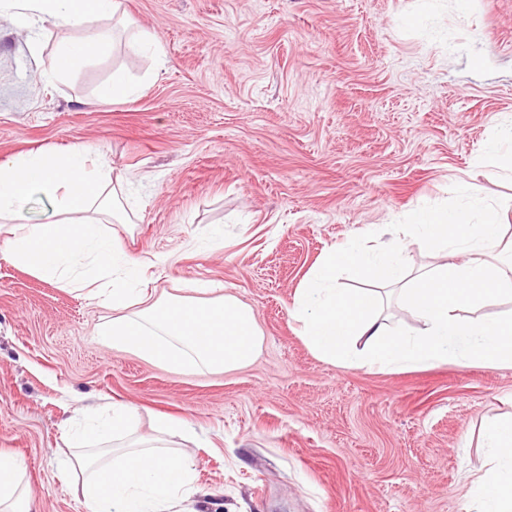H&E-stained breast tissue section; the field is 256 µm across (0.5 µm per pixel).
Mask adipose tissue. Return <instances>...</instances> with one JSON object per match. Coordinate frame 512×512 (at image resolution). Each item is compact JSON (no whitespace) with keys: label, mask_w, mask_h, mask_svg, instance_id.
I'll use <instances>...</instances> for the list:
<instances>
[{"label":"adipose tissue","mask_w":512,"mask_h":512,"mask_svg":"<svg viewBox=\"0 0 512 512\" xmlns=\"http://www.w3.org/2000/svg\"><path fill=\"white\" fill-rule=\"evenodd\" d=\"M16 25L32 43L47 21L116 15L120 0H22ZM110 32L65 44L55 76L76 63L107 53ZM467 204L418 210L409 224L374 253L350 240L329 251L298 288L293 316L307 345L322 359L377 370L479 362L512 366V317L458 319L461 309H478L500 296L512 297V238L503 215L483 204L476 187L464 188ZM51 199L62 221L15 224L4 243L9 260L34 275L99 300L114 312L102 335L112 345L169 366L233 371L248 364L262 343L250 306L219 283L205 287L206 299L152 298L142 286L147 259L128 254L111 234L113 224L134 223L137 214L124 196V179L105 157L89 159L82 147L66 156L42 151L0 160V218L18 214L34 195ZM436 247L440 260L407 275L398 258L407 245ZM370 273L375 288L337 287V271ZM395 287L416 326L399 330L382 316V286ZM131 405L112 407L109 425H90L76 437L66 465L79 478L87 512H186L203 498L195 462L173 451L186 426L162 421L156 436L137 437ZM491 448L490 468L472 483L478 512H512V419L490 424L483 435ZM26 463L0 451V512H36L24 482Z\"/></svg>","instance_id":"ef3b65f1"}]
</instances>
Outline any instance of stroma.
I'll return each mask as SVG.
<instances>
[{
	"label": "stroma",
	"mask_w": 512,
	"mask_h": 512,
	"mask_svg": "<svg viewBox=\"0 0 512 512\" xmlns=\"http://www.w3.org/2000/svg\"><path fill=\"white\" fill-rule=\"evenodd\" d=\"M0 0V159L83 146L138 206L114 225L153 296L208 282L249 305L264 341L224 373L107 345L111 309L0 252V449L23 457L38 512H85L60 464L82 404H132L139 435L187 420L177 446L211 488L199 512H463L512 418V368L368 370L318 358L290 315L323 254L377 249L465 183L502 207L512 177L481 166L512 121V0H121L116 16L46 25L39 48ZM115 31L107 55L47 80L63 41ZM137 91L97 99L113 71Z\"/></svg>",
	"instance_id": "stroma-1"
}]
</instances>
